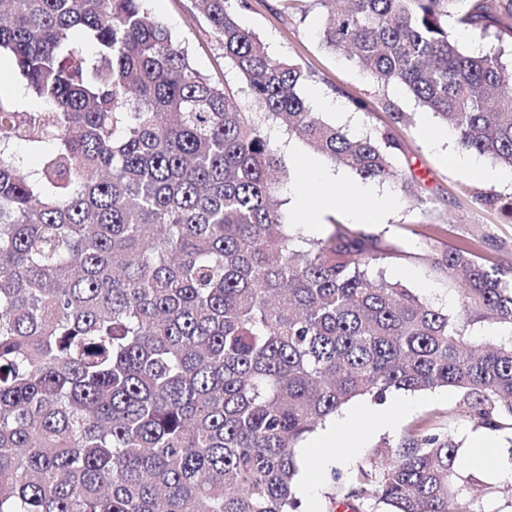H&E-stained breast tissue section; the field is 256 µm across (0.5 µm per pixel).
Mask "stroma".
<instances>
[{"mask_svg":"<svg viewBox=\"0 0 512 512\" xmlns=\"http://www.w3.org/2000/svg\"><path fill=\"white\" fill-rule=\"evenodd\" d=\"M249 2V10L241 15L244 27L259 36L273 57L299 63L313 75L315 86L338 103V110H321L324 121L341 127L349 135L363 136L388 123L387 104L410 113V122L397 129L403 150L396 155L394 163L420 180L421 204L409 202L397 184L381 182L378 190L394 201L384 223H354L349 211L341 205L326 211L317 227L297 223L291 194L296 187L298 168L302 160L312 158V151L285 127L265 121L248 95L245 79L225 57L195 0H149L148 7L171 37L187 49L193 67L212 81L230 87L242 111L250 113L274 141L288 177L281 192L282 210L300 236L299 247L325 238L333 224H342L376 250L384 252V259L374 264V271L380 272L387 281L399 283L435 306L448 310L449 314L460 315V285L441 273L436 262L449 246L470 242L490 261L505 267L512 265V219L499 210L484 208L473 199L474 193L488 187L502 197H511L512 170L482 159V166L495 170L498 175L497 180L488 185L447 163L443 154L449 148L448 143L434 146L424 137L423 121L427 113L413 98L398 86L372 84L353 62L322 46L318 36L322 15L312 0H300L297 9L289 12L284 11L280 0ZM355 98L363 99L366 109H354L351 101ZM413 399L414 406L402 415L392 430L366 435L357 420H350L348 435L361 438L359 447L352 451L350 465L335 466L309 493L301 495L302 512H334V501L345 500L350 491L358 489V469L369 462L373 449L397 443L413 426L438 425L462 449L467 448L470 434L481 429L480 424L465 417L455 389L417 392ZM460 473L480 484L483 493L475 503L480 512H512L511 482L492 479L466 467L461 468Z\"/></svg>","mask_w":512,"mask_h":512,"instance_id":"35a3bbf8","label":"stroma"}]
</instances>
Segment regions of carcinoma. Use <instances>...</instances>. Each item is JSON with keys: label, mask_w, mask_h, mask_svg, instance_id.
Here are the masks:
<instances>
[{"label": "carcinoma", "mask_w": 512, "mask_h": 512, "mask_svg": "<svg viewBox=\"0 0 512 512\" xmlns=\"http://www.w3.org/2000/svg\"><path fill=\"white\" fill-rule=\"evenodd\" d=\"M146 2L0 0V54L43 103L0 96V512H296L299 441L391 390L452 387L482 426L512 423V341L478 344L373 274L378 254L342 225L298 249L275 145ZM199 2L265 118L420 200L393 164L407 113L390 104L382 130L348 135L301 96L311 73L240 24L249 0ZM313 2L328 51L512 169V64L448 31L512 38V0ZM475 200L512 217L492 191ZM438 264L464 282L466 316L512 329V266L470 244ZM457 455L428 425L357 481L385 512H475Z\"/></svg>", "instance_id": "1"}]
</instances>
